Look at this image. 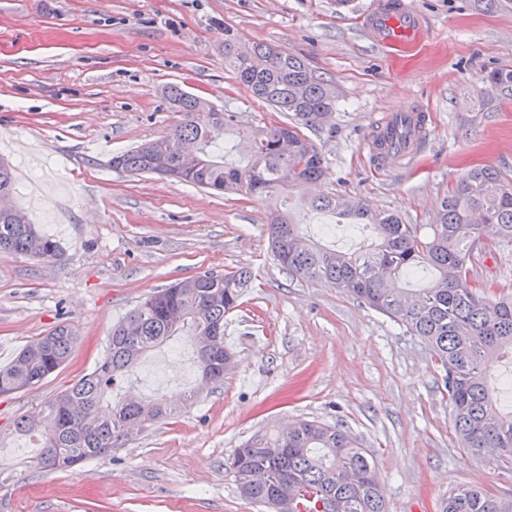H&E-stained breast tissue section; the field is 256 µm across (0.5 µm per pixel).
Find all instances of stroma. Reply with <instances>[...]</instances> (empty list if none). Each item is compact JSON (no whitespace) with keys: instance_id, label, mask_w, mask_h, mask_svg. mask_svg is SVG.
Segmentation results:
<instances>
[{"instance_id":"1","label":"stroma","mask_w":512,"mask_h":512,"mask_svg":"<svg viewBox=\"0 0 512 512\" xmlns=\"http://www.w3.org/2000/svg\"><path fill=\"white\" fill-rule=\"evenodd\" d=\"M371 0H0V159L14 201L59 245L54 259L0 253V368L65 321L79 342L39 386L0 397V512H268L243 499L225 463L261 429L298 419L339 425L373 456L390 512H440L461 485L512 496V465L461 448L443 369L393 319L274 261L267 203L112 158L179 120L163 90L182 85L243 123L283 120L224 66V41L304 55L338 94L305 135L324 155L326 191L357 197L429 233L442 199L481 164L512 176V0H414L426 25L405 47L364 30ZM421 105L431 125L412 168L381 171L374 120ZM250 269L254 286L224 319L233 360L203 382L193 357L178 381L135 368L128 386L177 414L112 453L56 473L14 419L90 373L113 323L197 273Z\"/></svg>"}]
</instances>
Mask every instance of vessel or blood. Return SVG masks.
<instances>
[{
  "label": "vessel or blood",
  "instance_id": "b4317fda",
  "mask_svg": "<svg viewBox=\"0 0 512 512\" xmlns=\"http://www.w3.org/2000/svg\"><path fill=\"white\" fill-rule=\"evenodd\" d=\"M364 25L374 39L399 46L415 39L425 20L409 0H375ZM428 135V117L424 112L412 108L390 113L375 121L367 149L375 165L391 168L413 160Z\"/></svg>",
  "mask_w": 512,
  "mask_h": 512
}]
</instances>
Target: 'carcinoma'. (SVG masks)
I'll return each instance as SVG.
<instances>
[{
  "label": "carcinoma",
  "mask_w": 512,
  "mask_h": 512,
  "mask_svg": "<svg viewBox=\"0 0 512 512\" xmlns=\"http://www.w3.org/2000/svg\"><path fill=\"white\" fill-rule=\"evenodd\" d=\"M224 66L288 121L244 127L237 113L170 85L165 97L179 121L167 134L113 157L112 167L267 202L272 253L288 275L341 289L429 344L445 370L462 447L493 448L500 461L512 464V411L501 408L487 384L493 364L504 357L512 362V297L496 296L495 285L473 273L480 251L512 249V179L492 167L470 168L441 201L431 233L422 235L418 225L394 213L320 190L325 158L302 129H315L331 116L336 92L300 55L263 43L245 50L229 38ZM14 189L12 168L0 160V196L10 198ZM292 193L311 211L371 226L374 247L355 253L321 246L278 207ZM2 252L48 260L58 245L12 206L0 210ZM426 267L437 271L435 284L401 285V276ZM252 283L248 269L198 273L149 296L114 324L106 354L92 372L45 402L37 415L14 420L15 432L40 437L37 466L58 471L100 457L128 437L127 428L142 430L171 414L160 403L121 396L110 401L107 393L148 350L174 336H190L203 380L223 381L231 357L224 317L239 307ZM78 340L71 325L57 324L0 368V396L40 384L69 361ZM228 467L252 503L269 505L302 488L312 494L304 512H319L314 503L322 493L336 503V512H389L373 459L339 426L300 420L288 430L259 431L234 450ZM442 512H512V497L463 485L449 493Z\"/></svg>",
  "instance_id": "cac0c4a2"
}]
</instances>
